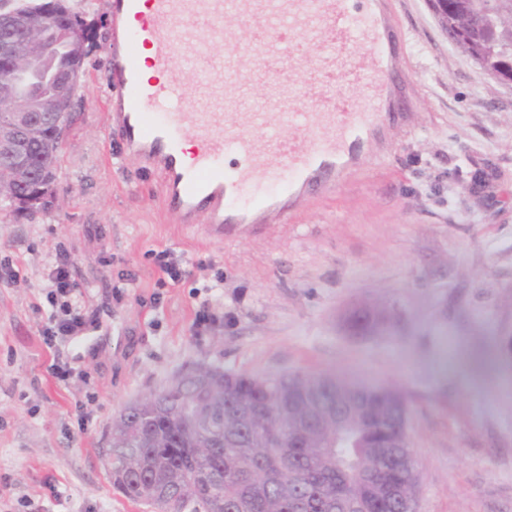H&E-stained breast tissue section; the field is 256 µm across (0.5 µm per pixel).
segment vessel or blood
<instances>
[{
  "label": "vessel or blood",
  "mask_w": 512,
  "mask_h": 512,
  "mask_svg": "<svg viewBox=\"0 0 512 512\" xmlns=\"http://www.w3.org/2000/svg\"><path fill=\"white\" fill-rule=\"evenodd\" d=\"M114 25L122 30L107 56V102L117 120L122 149L159 171L167 211L177 223L203 224L216 240L235 237L244 227L286 219L306 198L326 195L369 158L368 142L395 118L404 97L396 72L403 42L387 0H110ZM265 19L267 32L250 52L224 26L225 15ZM319 38L328 48L315 63L289 50L286 33ZM224 53L204 80L207 100L192 111L181 82V62ZM162 76L142 77V52ZM366 68L362 104L329 96L328 84ZM255 81L289 84L266 112L238 107ZM279 124L265 135L267 111ZM193 129L192 162L183 158L181 134ZM236 156L225 169V152ZM282 179L274 195L241 197L256 172Z\"/></svg>",
  "instance_id": "1"
}]
</instances>
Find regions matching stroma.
I'll use <instances>...</instances> for the list:
<instances>
[{
    "label": "stroma",
    "mask_w": 512,
    "mask_h": 512,
    "mask_svg": "<svg viewBox=\"0 0 512 512\" xmlns=\"http://www.w3.org/2000/svg\"><path fill=\"white\" fill-rule=\"evenodd\" d=\"M66 3L94 39L56 195L32 216L0 211V259L19 270L0 279V512H149L112 489V419L196 365L394 385L418 512H512V84L455 47L429 0H388L406 97L371 161L287 223L219 243L177 224L159 174L121 152L109 0ZM163 249L188 274L161 288L148 253ZM59 252L100 326L51 349ZM365 303L386 306L382 333L350 330ZM205 305L215 321L196 326ZM57 362L83 379L56 378Z\"/></svg>",
    "instance_id": "1"
}]
</instances>
